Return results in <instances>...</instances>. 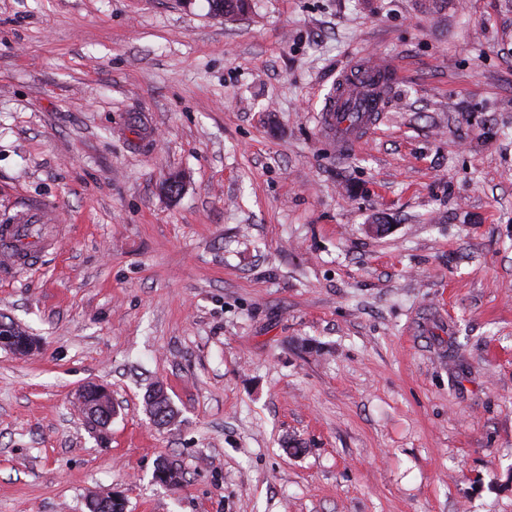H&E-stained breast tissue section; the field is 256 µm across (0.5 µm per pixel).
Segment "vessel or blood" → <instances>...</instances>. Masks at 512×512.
<instances>
[{"instance_id": "obj_1", "label": "vessel or blood", "mask_w": 512, "mask_h": 512, "mask_svg": "<svg viewBox=\"0 0 512 512\" xmlns=\"http://www.w3.org/2000/svg\"><path fill=\"white\" fill-rule=\"evenodd\" d=\"M390 64L357 66L342 75L321 113V125L340 147L358 144L364 131L373 127L383 110L382 87L394 80ZM58 217L52 210L28 204L12 220L0 224V270L15 272L31 266L37 252L55 247L52 228Z\"/></svg>"}]
</instances>
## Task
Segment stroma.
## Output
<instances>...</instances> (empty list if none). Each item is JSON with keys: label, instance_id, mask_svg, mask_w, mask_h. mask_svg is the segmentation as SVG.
<instances>
[{"label": "stroma", "instance_id": "1", "mask_svg": "<svg viewBox=\"0 0 512 512\" xmlns=\"http://www.w3.org/2000/svg\"><path fill=\"white\" fill-rule=\"evenodd\" d=\"M381 62L339 150L332 82ZM34 201L0 512H512V0H0V220ZM394 79L395 72L387 62L374 67L360 64L338 79L320 117L321 126L336 137L338 147L358 144L362 133L377 123L383 112L379 94L383 85Z\"/></svg>", "mask_w": 512, "mask_h": 512}]
</instances>
